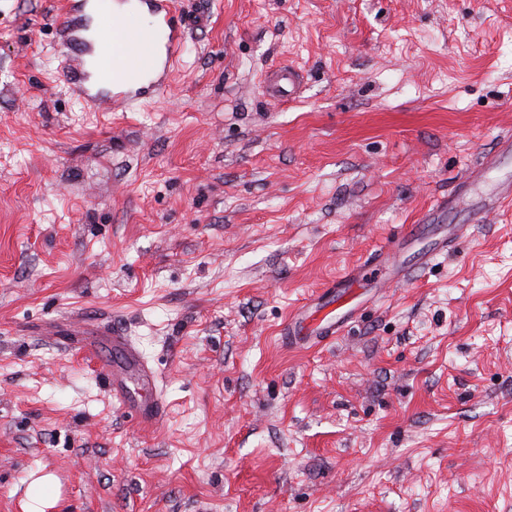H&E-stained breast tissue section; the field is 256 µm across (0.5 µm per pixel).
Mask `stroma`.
I'll use <instances>...</instances> for the list:
<instances>
[{
    "mask_svg": "<svg viewBox=\"0 0 512 512\" xmlns=\"http://www.w3.org/2000/svg\"><path fill=\"white\" fill-rule=\"evenodd\" d=\"M66 4L0 0V512L43 473L50 512H512V205L472 215L512 159L457 192L512 136V0H178L127 112L64 82ZM352 269L340 334L288 343ZM115 323L153 429L80 351ZM302 79V75L293 69L277 70L267 77L266 87L272 95L291 97L296 94Z\"/></svg>",
    "mask_w": 512,
    "mask_h": 512,
    "instance_id": "1",
    "label": "stroma"
}]
</instances>
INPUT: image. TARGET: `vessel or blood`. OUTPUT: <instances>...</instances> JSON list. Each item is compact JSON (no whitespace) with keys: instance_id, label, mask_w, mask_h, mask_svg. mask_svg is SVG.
<instances>
[{"instance_id":"b4317fda","label":"vessel or blood","mask_w":512,"mask_h":512,"mask_svg":"<svg viewBox=\"0 0 512 512\" xmlns=\"http://www.w3.org/2000/svg\"><path fill=\"white\" fill-rule=\"evenodd\" d=\"M97 18L105 31L93 37L89 30ZM187 28L175 0H69L58 26L60 40L69 49L64 80L90 107L132 108L164 90ZM301 83L299 72L285 69L272 72L266 87L285 98ZM345 321V314L332 308L317 316L300 313L288 320L284 334L297 342L318 343L341 332ZM84 349L98 359L113 397L129 409L139 427L160 420L163 403L155 392L154 371L120 327H113L104 342L86 343Z\"/></svg>"}]
</instances>
